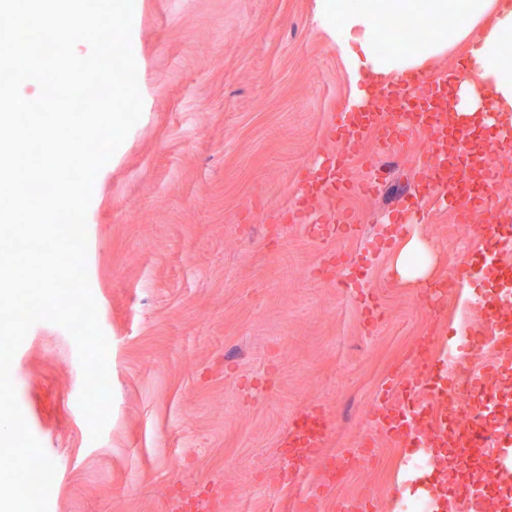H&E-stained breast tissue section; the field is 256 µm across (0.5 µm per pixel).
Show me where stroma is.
<instances>
[{
	"mask_svg": "<svg viewBox=\"0 0 512 512\" xmlns=\"http://www.w3.org/2000/svg\"><path fill=\"white\" fill-rule=\"evenodd\" d=\"M131 45L143 114L100 170L87 212V270L109 342L110 419L91 440L78 406L82 370L70 335L39 322L11 378L33 434L56 464L50 512H168L179 487H222L219 512H286L316 496L323 512L366 498L406 512L396 475L408 460L375 431L387 377L425 334L456 350L490 326L461 311L492 296L468 278L443 312L371 253L383 213L412 186L428 150L419 131L394 149L376 195L343 211L359 234L308 237L281 214L308 166L336 151L328 119L352 91L316 19V0H134ZM418 235L441 277L475 268L474 225L431 206ZM382 318L368 324L363 294ZM322 409L326 451L376 456L327 483L321 454L284 480L290 420Z\"/></svg>",
	"mask_w": 512,
	"mask_h": 512,
	"instance_id": "stroma-1",
	"label": "stroma"
}]
</instances>
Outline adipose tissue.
Here are the masks:
<instances>
[{"label":"adipose tissue","instance_id":"ef3b65f1","mask_svg":"<svg viewBox=\"0 0 512 512\" xmlns=\"http://www.w3.org/2000/svg\"><path fill=\"white\" fill-rule=\"evenodd\" d=\"M416 17L435 21L436 30L409 47L381 49L386 31ZM317 20L335 43L354 88L343 111L359 104L362 82L379 87L410 72L430 71L465 45L470 59L453 77L449 124L483 128L512 122V0H319Z\"/></svg>","mask_w":512,"mask_h":512}]
</instances>
